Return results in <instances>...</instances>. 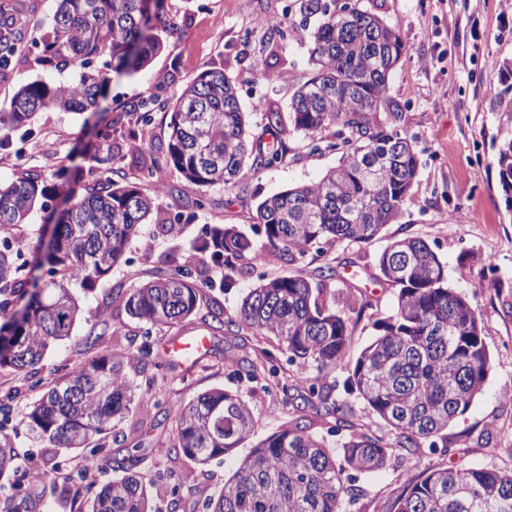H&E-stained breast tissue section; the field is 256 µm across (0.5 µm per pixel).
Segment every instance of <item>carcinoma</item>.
Wrapping results in <instances>:
<instances>
[{
    "mask_svg": "<svg viewBox=\"0 0 512 512\" xmlns=\"http://www.w3.org/2000/svg\"><path fill=\"white\" fill-rule=\"evenodd\" d=\"M164 0H58L52 22L31 38L37 61L46 67L72 66L74 80L21 86L9 107L0 109V133L26 126L44 110L84 111L97 104L110 76L131 75L163 48L156 30L168 32L176 22L164 13ZM301 19L283 30L261 19L269 39H283L288 30L311 44L313 77L299 85L290 102V124L276 104L265 112L263 140L248 138L234 83L221 70L207 69L187 83L171 105L168 140L153 146L141 139L125 144L131 154L155 152L176 168L188 186L202 189L235 185L247 165L271 168L288 152L295 132L312 138L313 149L339 155L338 165L320 179L288 188L257 207L263 242L234 225L205 228L194 244L205 269L223 271L220 287L229 290L244 278L257 277L239 311L217 315L230 336L247 328L255 336L273 337L288 353V362L317 364L319 375L297 394L295 380L280 374L276 358L262 350L227 357L237 375L264 374L268 386L282 394V403L317 417H333L336 435L352 428L350 408L336 400V383L328 376L345 363L349 349L347 319L338 304L319 301L335 279L327 265L317 281L303 274L268 279L255 275L271 257L294 261L314 248L340 241L372 242L382 229L398 221L412 201L420 168L414 138L400 129L401 106L389 95L392 73L408 48L400 28L354 0L349 14L338 13L337 0H296ZM14 0H0V72L10 69L25 48L23 29L12 24ZM102 62L96 67L94 63ZM334 129L333 139L321 133ZM116 154L91 157L86 174L93 180L86 193L73 199L57 220L53 242L37 259L43 285L26 288L22 271L29 247L13 230L26 223L35 204L48 209L58 185L26 174L0 186V368L23 370L40 361L50 345L72 336L80 308L72 286L92 289L125 259L131 239L144 224L156 223L163 235L178 231L160 222L156 199L133 185L108 176ZM499 182L512 191V137L496 155ZM168 272L154 276L122 297L126 313L144 327L139 349L150 354L151 331L172 327L197 309L200 281L179 258ZM379 270L398 289L395 313L377 324L379 334L357 358L349 376L368 409L396 432V441L366 431H353L341 444L343 463L325 437L311 432L314 421L299 415L237 459L233 478L209 512H343L346 495L355 492L350 473L383 468L396 448L449 447L448 428L459 423L481 393L491 369L486 336L477 309L448 287L446 264L421 238H404L378 256ZM27 300L20 313L13 306ZM133 355L112 353L81 366L47 388L25 414L32 433L47 448H104L112 428L132 416L144 402L168 411L150 387L132 381L126 371ZM13 396L0 399V477L13 469L15 454L6 423ZM175 453L206 464L232 456L249 439L253 411L240 396L215 388L175 409ZM152 452L138 440L115 461L122 476L93 498L91 512H161L169 475L159 471L148 483L136 473ZM0 512H45V492L5 497ZM394 512H512V468L466 466L434 469L409 476L394 502Z\"/></svg>",
    "mask_w": 512,
    "mask_h": 512,
    "instance_id": "obj_1",
    "label": "carcinoma"
}]
</instances>
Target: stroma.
Segmentation results:
<instances>
[{
	"label": "stroma",
	"mask_w": 512,
	"mask_h": 512,
	"mask_svg": "<svg viewBox=\"0 0 512 512\" xmlns=\"http://www.w3.org/2000/svg\"><path fill=\"white\" fill-rule=\"evenodd\" d=\"M362 4L398 26L408 47L391 77L389 94L404 112L403 129L418 137L423 150L412 202L404 216L387 225L371 243L341 242L323 254L309 251L292 263L273 260L263 271L269 277L300 272L311 277L321 266L335 268L337 293L363 308L362 313L348 316L350 350L346 369L334 375L338 384L335 396L351 408L355 430L389 441L394 440V431L369 412L357 393L343 386L349 366L377 336V321L395 309L397 290L379 272L380 252L397 239L426 240L446 263L449 286L469 298L478 310L492 369L464 417L470 438L447 451L425 446L396 449L385 469L357 476L354 485L360 494L344 503V512H390L408 475L462 465H512V209L506 205L495 165L499 144L512 136V0H362ZM164 8L177 17L178 30L165 36L163 50L149 65L133 75L111 79L98 100L97 111L112 120L111 141L95 136L86 113H37L28 126L9 133L0 146L1 184L27 173L51 177L60 168L78 165L79 154L103 155L110 145L134 137L155 145L165 142L169 133L166 112L155 110L151 126L141 127L140 102L155 91L164 99H174L206 69L224 71L235 81L254 134L263 130L269 103H277L281 114H289L295 86L313 75L308 63L311 46L306 41L269 40L256 20L264 17L274 25L288 24L296 18L294 0H165ZM37 54L36 48L27 47L7 76L0 78V104H8L20 85L35 81L59 84L75 77L72 67H43ZM268 68L284 72L285 81L266 84L259 73ZM288 146L281 164L268 169L244 168L237 185L230 189L207 188L209 204L201 210L193 207L194 195L173 167L163 164L149 173L132 155L116 157L114 180L136 184L155 197L162 218L182 213L189 220L173 236L158 234L154 225H144L129 244L126 262L115 266L93 290L76 289L81 314L69 340L52 347L31 369L0 368V396L8 392L17 395L10 425L18 432L15 451L19 466L18 473L0 478L1 491L22 494L31 490L30 477L37 471L83 472V451L61 450L55 457H47L44 448L29 440L24 416L42 394L34 386L36 380L59 379L93 356L112 351L133 353L127 368L130 378L140 385L152 384L171 406L188 403L214 388L237 393L254 413V440L265 439L288 421L278 392L230 375L224 358L236 352L242 341L247 348L275 352L283 372L302 380L317 376L315 364L289 363L287 354L279 352L271 339L246 332L237 340L210 329L197 317L181 329L155 328L152 352L142 356L138 353L141 324L112 302L113 294L130 292L152 275L168 270L170 255H178L182 264L196 268L193 245L204 227L234 224L256 235V209L263 199L316 181L337 165L335 153L312 151L304 134H294ZM101 318L112 322L118 332L87 347L85 338ZM189 336L207 337L205 355L191 365L171 361L167 349L173 339ZM117 429L128 441L152 443V452L139 471L147 480L157 471H172L170 484L181 501L179 512H205L206 498L217 495L235 471L230 460L198 465L175 455L171 447L175 422L153 408L139 410ZM485 440L493 446V453L481 449ZM124 453L123 445L112 444L109 452L101 454L99 469L84 473L69 499L48 498L47 512H88L95 493L116 476L113 457Z\"/></svg>",
	"instance_id": "stroma-1"
}]
</instances>
